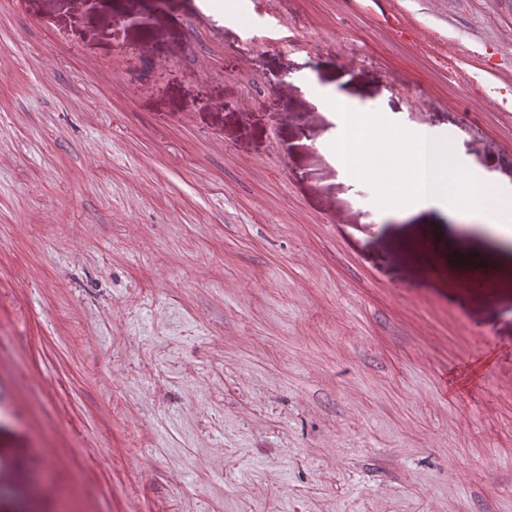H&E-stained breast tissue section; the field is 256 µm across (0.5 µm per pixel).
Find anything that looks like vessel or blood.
<instances>
[{
	"label": "vessel or blood",
	"mask_w": 512,
	"mask_h": 512,
	"mask_svg": "<svg viewBox=\"0 0 512 512\" xmlns=\"http://www.w3.org/2000/svg\"><path fill=\"white\" fill-rule=\"evenodd\" d=\"M341 13L368 27L392 32L409 54L428 61L464 99L478 100L498 123L512 129V52L503 48L512 29L488 36L448 15L447 0H336ZM210 30L223 28L217 0H183Z\"/></svg>",
	"instance_id": "1"
}]
</instances>
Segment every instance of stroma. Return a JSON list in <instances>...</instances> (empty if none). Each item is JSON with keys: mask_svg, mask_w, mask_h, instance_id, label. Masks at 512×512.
Returning a JSON list of instances; mask_svg holds the SVG:
<instances>
[{"mask_svg": "<svg viewBox=\"0 0 512 512\" xmlns=\"http://www.w3.org/2000/svg\"><path fill=\"white\" fill-rule=\"evenodd\" d=\"M224 14L0 0V487L33 512H512V239L380 210L321 97L510 186L512 140L318 0Z\"/></svg>", "mask_w": 512, "mask_h": 512, "instance_id": "stroma-1", "label": "stroma"}]
</instances>
